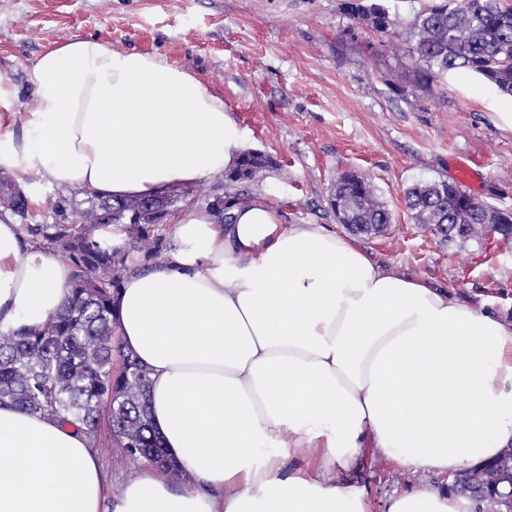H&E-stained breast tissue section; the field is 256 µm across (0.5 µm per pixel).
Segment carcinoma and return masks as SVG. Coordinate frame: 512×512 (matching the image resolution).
<instances>
[{"label": "carcinoma", "mask_w": 512, "mask_h": 512, "mask_svg": "<svg viewBox=\"0 0 512 512\" xmlns=\"http://www.w3.org/2000/svg\"><path fill=\"white\" fill-rule=\"evenodd\" d=\"M340 8L351 20L347 35L368 29L394 44L401 22L378 3L341 0ZM408 57L412 67L393 88L399 95L430 92L450 71L481 76L504 95L512 96V7L500 0H460L453 8L443 0L418 13L408 25ZM272 167L270 158L246 152L225 174L232 192L224 209L207 207L221 223L231 221V209L247 205L254 197L244 185ZM0 191L11 210L25 215L26 194L16 188L10 172L0 168ZM406 204L419 224L438 230L453 241L485 231L512 239V213L491 208L447 180L414 183L405 194ZM174 198L153 200V208L140 209L141 200L112 203L100 200L79 211L77 224H24L21 230L37 237L71 269L60 308L37 331H0V403L43 414L83 432L93 448L106 445L100 437L102 413H107L110 442L139 464L147 459L180 476L153 427L149 411V370L133 352L114 345V298L119 294L130 251L144 264L160 260L169 248L159 232ZM336 218L364 235L380 232L390 223V212L377 188L366 176L345 173L331 193ZM109 224H119L127 236L123 245L99 236ZM122 364L113 368L114 353ZM512 452L458 475L455 491L478 502V512H512Z\"/></svg>", "instance_id": "cac0c4a2"}]
</instances>
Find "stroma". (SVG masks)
Returning <instances> with one entry per match:
<instances>
[{"label": "stroma", "instance_id": "stroma-1", "mask_svg": "<svg viewBox=\"0 0 512 512\" xmlns=\"http://www.w3.org/2000/svg\"><path fill=\"white\" fill-rule=\"evenodd\" d=\"M341 0H0V76L33 103L28 74L44 48L96 38L117 50L157 53L223 96L248 142L272 168L252 192L288 224L346 233L330 206L336 178L372 179L392 222L356 241L378 264L445 288L512 322V240L452 242L415 223L404 193L447 180L449 161L478 172L472 194L512 212V98L473 74L452 72L431 92L392 90L405 50L362 31L350 38ZM27 224L75 222L88 199L38 187ZM355 479L376 501L410 487L397 465L367 450Z\"/></svg>", "mask_w": 512, "mask_h": 512}]
</instances>
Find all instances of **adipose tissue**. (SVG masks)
I'll return each instance as SVG.
<instances>
[{
	"label": "adipose tissue",
	"mask_w": 512,
	"mask_h": 512,
	"mask_svg": "<svg viewBox=\"0 0 512 512\" xmlns=\"http://www.w3.org/2000/svg\"><path fill=\"white\" fill-rule=\"evenodd\" d=\"M21 110L0 78V167L78 196L166 197L245 147L223 98L155 53L45 49ZM218 223L183 208L159 263L129 274L115 333L150 371V414L182 476L113 485L85 434L0 404V512H476L454 477L512 447V324L374 262L257 198ZM69 268L0 215V331L41 329ZM424 481L376 505L366 449ZM334 481H325V474Z\"/></svg>",
	"instance_id": "obj_1"
}]
</instances>
